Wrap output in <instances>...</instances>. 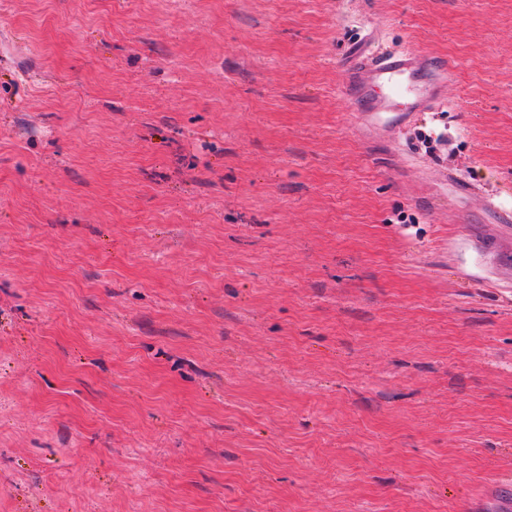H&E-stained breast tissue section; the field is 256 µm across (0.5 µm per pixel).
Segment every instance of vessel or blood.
<instances>
[{
    "mask_svg": "<svg viewBox=\"0 0 512 512\" xmlns=\"http://www.w3.org/2000/svg\"><path fill=\"white\" fill-rule=\"evenodd\" d=\"M436 69L431 58L417 53L363 55L351 67L346 94L371 112H426L439 103L431 77Z\"/></svg>",
    "mask_w": 512,
    "mask_h": 512,
    "instance_id": "1",
    "label": "vessel or blood"
}]
</instances>
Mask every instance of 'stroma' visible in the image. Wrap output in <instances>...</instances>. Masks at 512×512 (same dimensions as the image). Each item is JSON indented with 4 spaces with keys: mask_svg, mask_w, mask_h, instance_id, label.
I'll use <instances>...</instances> for the list:
<instances>
[{
    "mask_svg": "<svg viewBox=\"0 0 512 512\" xmlns=\"http://www.w3.org/2000/svg\"><path fill=\"white\" fill-rule=\"evenodd\" d=\"M505 246L512 0H0V512H512ZM446 66L440 68L431 58L411 52L385 55H363L351 67V77L346 94L354 100L364 102L368 112H426L440 102L435 96L437 78L427 83L420 82L425 73L444 74ZM379 87L385 91L375 99L369 90Z\"/></svg>",
    "mask_w": 512,
    "mask_h": 512,
    "instance_id": "stroma-1",
    "label": "stroma"
}]
</instances>
